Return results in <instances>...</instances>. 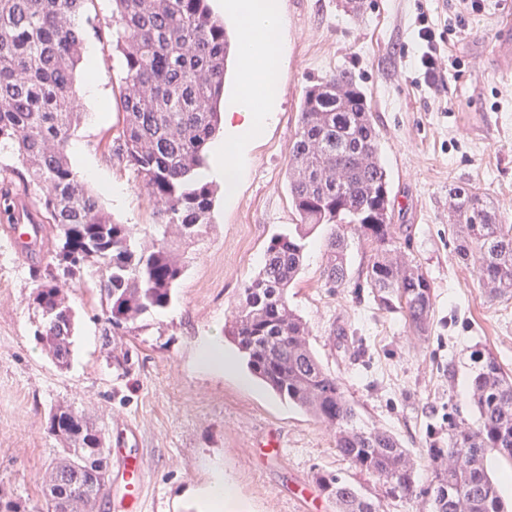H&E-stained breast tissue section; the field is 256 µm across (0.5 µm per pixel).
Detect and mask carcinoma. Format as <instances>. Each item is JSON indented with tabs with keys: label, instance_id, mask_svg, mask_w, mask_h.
I'll return each instance as SVG.
<instances>
[{
	"label": "carcinoma",
	"instance_id": "carcinoma-1",
	"mask_svg": "<svg viewBox=\"0 0 512 512\" xmlns=\"http://www.w3.org/2000/svg\"><path fill=\"white\" fill-rule=\"evenodd\" d=\"M85 0H0V146L12 148L11 189L0 191V214L15 220V200L31 209L46 248L45 266L32 268V304L41 315L35 333L57 366L68 365L72 312L61 283L91 267L105 301L104 336H125L146 313L173 303L183 274L169 234H202L213 205L200 179L207 150L220 128L229 40L207 0H112L110 26L124 58L121 132L112 155L133 170L156 204L159 236L144 246L126 224L104 213L77 179L67 146L81 122L76 70L83 28L75 22ZM288 192L298 217L273 235L259 272L241 289L228 336L249 371L280 398L334 430L336 451L355 468L383 481L385 494L426 498L428 512H508L488 455L512 463V376L487 353L472 383L476 426L448 430L444 448L427 449L432 479L421 488L408 451L381 428L365 429L336 375L325 370L308 342L306 322L290 309L288 288L299 275L306 240L330 226L324 275L332 288L348 282V231L372 255L361 271L375 301L402 314L409 328L428 332L433 283L417 267L391 256L402 228L388 223L389 179L379 158V131L352 74L341 70L308 86L288 157ZM452 213L463 228L457 255L478 263L492 295L512 293V224L492 212L476 188L450 190ZM62 448L47 470L44 503L32 507L0 495V512H93L108 484L102 429L73 410L50 414ZM316 482L336 512H381V503L334 474Z\"/></svg>",
	"mask_w": 512,
	"mask_h": 512
}]
</instances>
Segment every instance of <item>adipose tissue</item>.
<instances>
[{
  "label": "adipose tissue",
  "instance_id": "adipose-tissue-1",
  "mask_svg": "<svg viewBox=\"0 0 512 512\" xmlns=\"http://www.w3.org/2000/svg\"><path fill=\"white\" fill-rule=\"evenodd\" d=\"M237 20V57L243 71L240 93L224 113L227 141L219 143L203 180L221 179L226 196H233L242 178L251 145L259 140L275 115L276 88L270 71L284 64L280 43L279 0H232Z\"/></svg>",
  "mask_w": 512,
  "mask_h": 512
}]
</instances>
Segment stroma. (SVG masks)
<instances>
[{
	"label": "stroma",
	"mask_w": 512,
	"mask_h": 512,
	"mask_svg": "<svg viewBox=\"0 0 512 512\" xmlns=\"http://www.w3.org/2000/svg\"><path fill=\"white\" fill-rule=\"evenodd\" d=\"M285 63L276 76L277 119L249 150V174L233 197L213 182L209 222L194 240L170 237L184 273L174 303L143 315L123 337L128 369L107 358L102 299L92 270L67 281L73 311L70 361L58 367L37 342L40 317L32 306L33 258L13 247L0 227V495L30 504L44 500V478L60 442L49 412L68 407L102 425L106 448L141 455L147 468L145 512H199L200 493L223 480L231 490L223 512H306L298 489L316 488L332 473L382 492L383 482L360 472L336 451L332 431L267 389L248 370L224 333L244 283L264 262L272 235L297 221L288 195V156L305 88L350 70L376 120L381 163L390 179L392 221L409 241L394 256L419 267L434 287L426 337L401 313L382 309L369 288L326 286L329 227L312 231L302 270L288 290L291 309L307 322L322 366L342 382L362 422L394 433L416 459L419 484L430 478L426 450L446 446L451 425L476 423L470 386L476 351L494 353L512 371V297L479 284L472 262L457 258L460 229L450 219L449 188L487 193L500 219L512 223V68L499 71L489 40L512 0H484L461 15L458 0H364L360 13L343 0H280ZM97 28L85 47L99 51L102 118L83 103L85 118L68 155L75 172L92 164V191L113 221L144 237L154 205L134 173L110 155L122 128L118 99L123 58L108 48L112 0H87ZM441 34L447 68L428 84L418 64L421 24ZM123 186L125 197L100 194L101 182ZM216 337L238 359L233 372L198 363L201 342ZM133 433L117 439L116 426ZM277 435L279 455L262 443Z\"/></svg>",
	"instance_id": "stroma-1"
}]
</instances>
